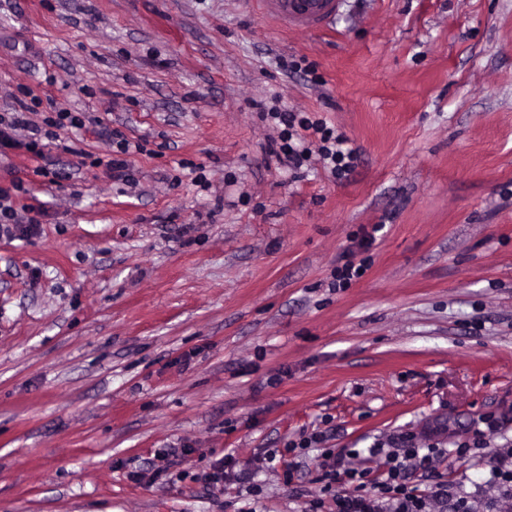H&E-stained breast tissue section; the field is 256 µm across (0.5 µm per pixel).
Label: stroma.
<instances>
[{"label": "stroma", "instance_id": "stroma-1", "mask_svg": "<svg viewBox=\"0 0 512 512\" xmlns=\"http://www.w3.org/2000/svg\"><path fill=\"white\" fill-rule=\"evenodd\" d=\"M33 96L94 122L52 149L79 176L0 158L40 212L0 236V512H239L228 454L303 512L323 457L289 483L266 455L313 429L376 469L390 435L512 420V0H342L316 33L249 0H0V113ZM273 96L351 139L348 178L269 160ZM114 131L144 144L126 192ZM365 262L366 260L362 259L356 265L353 261H347L342 266H337L334 273L335 280L332 283L333 288H347L354 278L361 277L366 271ZM359 270H362V273H359Z\"/></svg>", "mask_w": 512, "mask_h": 512}]
</instances>
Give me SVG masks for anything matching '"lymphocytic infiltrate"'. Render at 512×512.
Wrapping results in <instances>:
<instances>
[{"label":"lymphocytic infiltrate","mask_w":512,"mask_h":512,"mask_svg":"<svg viewBox=\"0 0 512 512\" xmlns=\"http://www.w3.org/2000/svg\"><path fill=\"white\" fill-rule=\"evenodd\" d=\"M33 104L0 115V155L20 150L41 161L42 176L50 170L43 164L54 146L59 131L78 132L85 128L86 113L60 108L43 117L41 123L30 120L36 112ZM281 130L276 140L270 141L268 152L280 163L300 168L311 158H318L332 176L348 178L355 168L357 154L350 147L345 134L329 127L326 120L313 119L303 112L284 111L278 115ZM22 185L0 187V233L12 237L31 233L34 220L27 205L18 201ZM503 421L493 417L481 420L469 441L448 450L430 444L419 447L417 437L402 433L390 437L386 443L375 444L374 454L384 456V467L376 471L367 467L345 468L347 488L336 492L335 469H326L322 475L319 495L312 503L313 512L329 508L330 512H431L432 503L453 501L458 512H472L468 493L460 487L440 481L430 490H422L410 481L413 472L431 471L434 461L455 455L464 460H485L489 463L487 483L496 488L499 501H512V448L492 447V439L500 434Z\"/></svg>","instance_id":"1"}]
</instances>
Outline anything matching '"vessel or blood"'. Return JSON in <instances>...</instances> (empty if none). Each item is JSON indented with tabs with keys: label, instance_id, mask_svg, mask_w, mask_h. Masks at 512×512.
Instances as JSON below:
<instances>
[{
	"label": "vessel or blood",
	"instance_id": "obj_1",
	"mask_svg": "<svg viewBox=\"0 0 512 512\" xmlns=\"http://www.w3.org/2000/svg\"><path fill=\"white\" fill-rule=\"evenodd\" d=\"M260 15L298 32L322 30L335 17L340 0H251Z\"/></svg>",
	"mask_w": 512,
	"mask_h": 512
}]
</instances>
